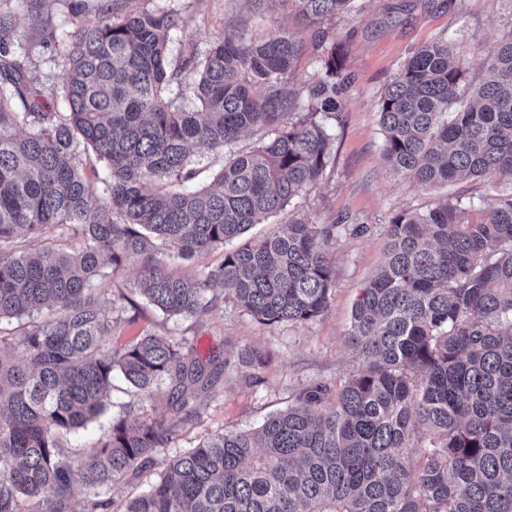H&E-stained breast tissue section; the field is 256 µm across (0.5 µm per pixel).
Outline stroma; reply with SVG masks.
Instances as JSON below:
<instances>
[{
  "label": "stroma",
  "mask_w": 512,
  "mask_h": 512,
  "mask_svg": "<svg viewBox=\"0 0 512 512\" xmlns=\"http://www.w3.org/2000/svg\"><path fill=\"white\" fill-rule=\"evenodd\" d=\"M177 10L182 23L170 45L173 65L189 55L204 57L212 41L248 25L246 0H33L31 9L16 0H0V10L17 15L18 32L30 46L33 77L44 87L65 79L68 44L62 35L111 16L113 9ZM345 54L352 82L343 95L339 119L330 120L335 135L331 162L323 177L279 214L254 225L249 237L266 235L300 216L315 224H343L329 246L335 278L327 311L306 322L274 327L258 324L232 300L217 298L196 316H171L135 292L140 259L121 267L105 266L97 280L101 300L112 317L113 346L149 331L170 336L194 355L222 365L216 387L203 397L178 435L157 449L154 463L138 478L102 490L115 505L158 480L165 463L206 438L233 429L258 427L271 413L287 408L305 388L325 382L339 388L361 366L349 341L353 306L361 288L379 267L391 217L422 213L449 199L468 205L470 218L512 192V182L485 178L426 188L394 173L383 155L378 101L413 49L440 38L452 41L465 69L466 83L479 80L490 51L512 37V0H356L353 12L326 23ZM57 42H49V34ZM259 351L263 364L242 362L245 351ZM107 414L69 436L73 456L85 458L107 433L113 418L165 420L169 387L161 384L151 396L137 395L122 377L112 380Z\"/></svg>",
  "instance_id": "35a3bbf8"
}]
</instances>
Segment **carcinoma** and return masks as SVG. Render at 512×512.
Returning a JSON list of instances; mask_svg holds the SVG:
<instances>
[{"label": "carcinoma", "mask_w": 512, "mask_h": 512, "mask_svg": "<svg viewBox=\"0 0 512 512\" xmlns=\"http://www.w3.org/2000/svg\"><path fill=\"white\" fill-rule=\"evenodd\" d=\"M309 26L353 0H295ZM178 14L114 13L68 34L62 86L29 74L16 17L0 12V512H70L135 477L219 377L212 361L146 331L109 345L94 279L143 258L138 292L172 315L215 286L258 323L322 315L337 226L300 217L224 250L216 269L173 275L154 254L192 257L239 239L323 177L346 86L342 47L321 37L307 102L285 91L307 46L280 31L230 32L174 67ZM450 44L419 47L378 104L384 157L422 187L512 179V38L467 92ZM197 104H178L185 94ZM259 134L237 149L240 137ZM224 151L211 186L189 190L190 149ZM102 188L80 165V155ZM445 200L389 223L378 273L349 339L362 368L330 395L316 384L255 430H228L171 460L121 512H512V194L473 221ZM53 232L68 249L17 251ZM20 350L22 359L15 357ZM119 372L144 395L169 383L168 422H112L88 462L63 440L111 405ZM422 448L418 454L412 448Z\"/></svg>", "instance_id": "cac0c4a2"}]
</instances>
